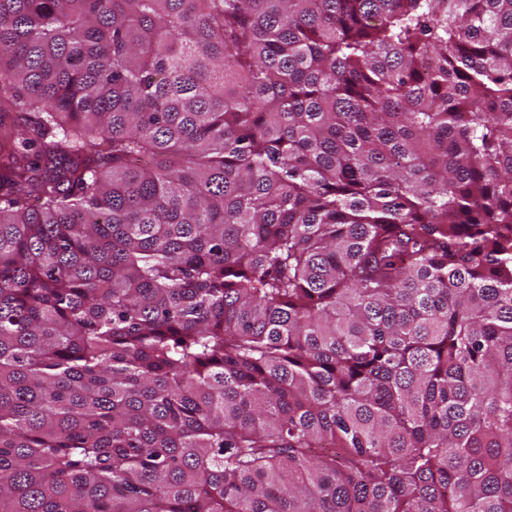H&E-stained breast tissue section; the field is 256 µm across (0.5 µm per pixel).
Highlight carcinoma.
<instances>
[{
    "mask_svg": "<svg viewBox=\"0 0 512 512\" xmlns=\"http://www.w3.org/2000/svg\"><path fill=\"white\" fill-rule=\"evenodd\" d=\"M0 512H512V0H0Z\"/></svg>",
    "mask_w": 512,
    "mask_h": 512,
    "instance_id": "cac0c4a2",
    "label": "carcinoma"
}]
</instances>
